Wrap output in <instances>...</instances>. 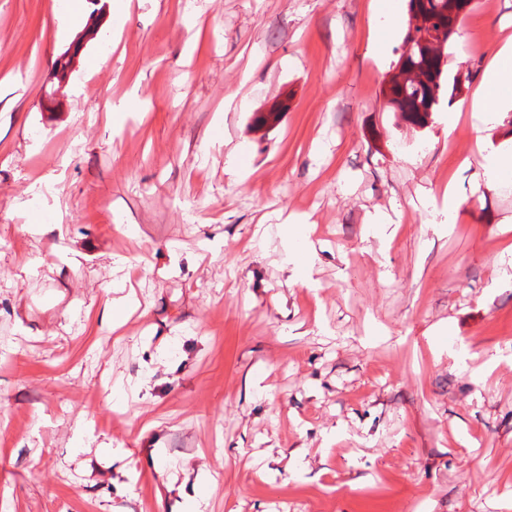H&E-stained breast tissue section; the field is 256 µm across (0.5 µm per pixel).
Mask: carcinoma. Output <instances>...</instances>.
Returning <instances> with one entry per match:
<instances>
[{
	"instance_id": "1",
	"label": "carcinoma",
	"mask_w": 512,
	"mask_h": 512,
	"mask_svg": "<svg viewBox=\"0 0 512 512\" xmlns=\"http://www.w3.org/2000/svg\"><path fill=\"white\" fill-rule=\"evenodd\" d=\"M473 0H408V11H419L424 25H410L403 38L398 66L414 73L404 83L389 82L381 89L386 106L415 127H424L443 100L453 101L469 81L458 71L444 80L445 46L456 33L458 19Z\"/></svg>"
}]
</instances>
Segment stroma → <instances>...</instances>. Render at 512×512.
I'll list each match as a JSON object with an SVG mask.
<instances>
[{"mask_svg":"<svg viewBox=\"0 0 512 512\" xmlns=\"http://www.w3.org/2000/svg\"><path fill=\"white\" fill-rule=\"evenodd\" d=\"M68 13L0 0V512H512V110L385 107L405 0ZM466 17L464 104L512 0ZM303 236V224L293 223L289 225L283 248V260L287 265L299 267L306 264V251L303 244ZM299 241L302 244H299Z\"/></svg>","mask_w":512,"mask_h":512,"instance_id":"1","label":"stroma"}]
</instances>
